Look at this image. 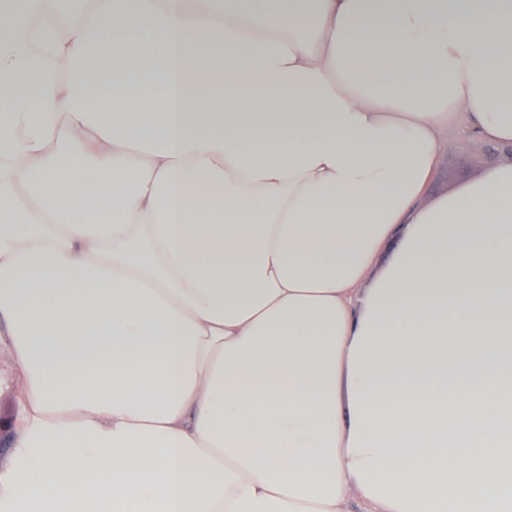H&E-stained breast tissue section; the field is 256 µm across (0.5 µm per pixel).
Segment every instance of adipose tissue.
<instances>
[{
	"mask_svg": "<svg viewBox=\"0 0 512 512\" xmlns=\"http://www.w3.org/2000/svg\"><path fill=\"white\" fill-rule=\"evenodd\" d=\"M0 0V512H512V0ZM399 248L379 274L376 256ZM448 137L455 145L440 154L425 190L426 202L460 191L502 160L496 148L482 140L461 132H448Z\"/></svg>",
	"mask_w": 512,
	"mask_h": 512,
	"instance_id": "obj_1",
	"label": "adipose tissue"
}]
</instances>
